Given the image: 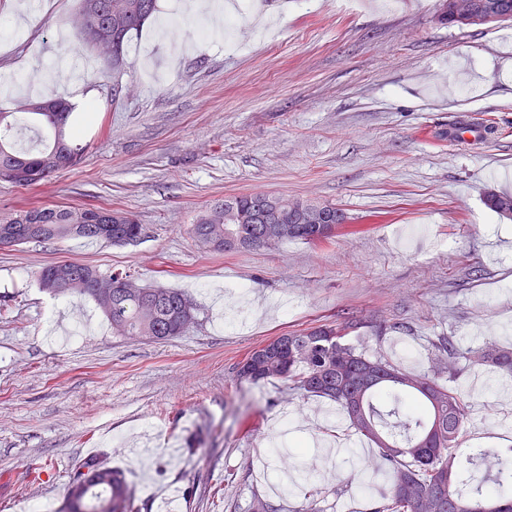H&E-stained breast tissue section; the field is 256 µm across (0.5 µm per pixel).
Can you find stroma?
Here are the masks:
<instances>
[{
    "label": "stroma",
    "instance_id": "obj_1",
    "mask_svg": "<svg viewBox=\"0 0 512 512\" xmlns=\"http://www.w3.org/2000/svg\"><path fill=\"white\" fill-rule=\"evenodd\" d=\"M439 0H251L274 43L217 35L225 0H157L117 74L76 28L80 0H0V110L80 71L93 119L81 163L25 188L0 214L42 204L135 214L131 244L70 238L0 246V512H57L66 469L95 449L147 512H371L356 487L378 450L338 406L235 367L283 334L350 319L348 343L427 369L437 337L462 352L512 345V219L483 203L512 189V26L439 23ZM488 122L478 145L441 133ZM266 193L329 202L350 224L319 245L208 252L191 236L215 201ZM89 264L178 289L189 330L113 333L93 301L41 290L42 268ZM84 320L68 340L61 325ZM458 456L512 446V378L465 389Z\"/></svg>",
    "mask_w": 512,
    "mask_h": 512
}]
</instances>
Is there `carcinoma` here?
<instances>
[{
  "label": "carcinoma",
  "mask_w": 512,
  "mask_h": 512,
  "mask_svg": "<svg viewBox=\"0 0 512 512\" xmlns=\"http://www.w3.org/2000/svg\"><path fill=\"white\" fill-rule=\"evenodd\" d=\"M101 23L111 25L130 7L121 29L119 53L112 54V70L127 67L133 35L138 33L157 10V0H96ZM476 10L468 18L456 16L453 0H441L442 21L457 26L492 27L512 20V0H473ZM66 114L64 128L37 109L41 103ZM22 112L47 128L34 150H23L13 139L14 113L0 111V180L22 187L38 184V179L73 168L75 161L63 163L62 142L78 155L86 147L73 142L90 115L76 116L63 99L47 97L27 100ZM490 125H476L458 119L448 129V138L461 139L468 132L479 141L492 133ZM485 204L502 217L512 216V194L489 189ZM291 199L256 193L226 197L206 208L192 225L191 233L200 246L226 252L231 238L256 241L260 247L278 246L288 240L317 244L321 234L317 224H266L264 211L279 206L289 215ZM7 224L25 230L27 224H42L36 241H56L73 236L70 226L79 225V236L112 244L139 240L143 225L130 213L103 206L35 205L9 216ZM69 276L48 289L53 296L76 294L92 299L122 336L165 341L185 333L195 321V305L186 294L174 288H158L128 272L104 274L77 262L67 264ZM357 327L348 321L324 323L298 333L283 334L252 349L240 363L238 379L256 383L266 379L288 382V388L303 395L338 404L352 429L380 449L377 465L387 492L373 512H470L467 506L488 501L498 512H512V448L504 452L479 448L461 459L453 452L465 435L468 406L461 392L441 382L453 375L460 355L452 338L441 337L435 344L437 355L425 371H404L382 356H367L343 342L347 332ZM477 366L512 374V348L489 343L470 352ZM393 403L406 402L407 421L387 422L381 410L384 397ZM62 512H141L125 474L96 459L80 461L67 472V495Z\"/></svg>",
  "instance_id": "1"
}]
</instances>
